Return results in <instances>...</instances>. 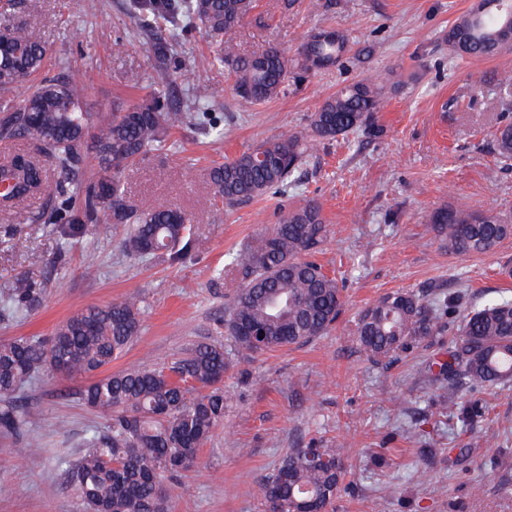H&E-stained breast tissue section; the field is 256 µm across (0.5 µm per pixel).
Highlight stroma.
<instances>
[{"label": "stroma", "mask_w": 512, "mask_h": 512, "mask_svg": "<svg viewBox=\"0 0 512 512\" xmlns=\"http://www.w3.org/2000/svg\"><path fill=\"white\" fill-rule=\"evenodd\" d=\"M135 3L0 0V15L28 26L45 45L44 74H82L84 111H118L155 89L168 90L176 103L200 98L207 120L172 128L164 150L121 173L138 209L177 207L195 217L193 249L174 264L135 259L123 248L122 228L104 221L66 243L53 225L34 219L47 196L27 201L11 220H0V291L28 279L44 285V302L24 315L0 309V341L50 335L78 309L136 292L141 331L112 371L163 365L202 341L228 345L222 321L244 279L232 258L256 245L289 206L316 200L330 229L316 259L336 277L342 311L329 333L254 356L248 376L226 374L224 423L197 465L167 481L170 512H264L259 483L290 449L316 438L346 444L331 512H512V382L453 393L433 383L430 365L453 340L452 323L379 364L360 352L355 334L360 313L395 291L432 301L454 296L465 309L512 298V277L503 273L512 268V238L492 252L458 256L441 248L429 222L445 205L512 212V160L501 159L495 143L498 127L512 122V86L499 83L512 73V50L488 59L450 57L444 34L474 0H295L288 9L282 0H258L259 19H246L231 36L238 53L270 46L291 52L307 34L331 28L373 52L244 107L210 58L209 34L156 18L154 32L192 72L187 84L161 81ZM374 70L391 75L378 136L351 133L318 145L287 193L235 207L214 201L213 162L303 130L325 98ZM474 73L485 77L483 92L471 87ZM80 387L39 376L20 393L28 411L23 434L0 433V512H82L61 461L75 458L104 418L82 405ZM475 398L489 402L488 415L465 424L448 408ZM29 439L35 451H23ZM452 448L466 449V458L449 463Z\"/></svg>", "instance_id": "stroma-1"}]
</instances>
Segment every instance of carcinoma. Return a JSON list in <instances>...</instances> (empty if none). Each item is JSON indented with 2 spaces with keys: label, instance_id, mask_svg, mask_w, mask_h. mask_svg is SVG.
Here are the masks:
<instances>
[{
  "label": "carcinoma",
  "instance_id": "1",
  "mask_svg": "<svg viewBox=\"0 0 512 512\" xmlns=\"http://www.w3.org/2000/svg\"><path fill=\"white\" fill-rule=\"evenodd\" d=\"M187 8L215 40L213 58L227 68L244 105L266 102L287 92L289 82L328 69L353 51L351 34L330 30L309 35L294 56L272 46L257 55H240L224 40L257 8L256 0H144L140 9L157 16ZM483 12L471 8L448 26L444 40L455 58H490L512 50V3L483 0ZM0 141L35 142L40 157L15 155L0 161V211L14 208L48 190L52 203L45 223L70 239L84 224L105 216L127 227L123 247L138 259L166 256L180 260L191 250L193 220L177 208L140 211L127 200L121 169L159 150L167 130L197 119V105L174 112L160 95L112 114L81 110L85 84L74 71L44 78L20 102L8 95L21 81L39 74L46 50L23 26L0 24ZM156 67L166 78L187 81L191 74L171 67L167 43L149 41ZM385 78L366 76L327 97L297 132L262 141L256 148L209 169L214 196L233 207L276 193L295 182L308 152L321 141L350 132H380L377 114L386 102ZM498 154L512 159V125L495 134ZM93 173L78 178L88 155ZM57 175L49 185L48 171ZM430 223L448 252L487 253L512 237V214L473 212L455 206L431 213ZM329 234L322 209L313 199L289 209L258 242L235 257L245 282L235 290L224 316V332L236 349L252 355L301 345L325 334L336 321L342 301L336 279L308 256ZM44 289L19 280L7 294L18 312L37 307ZM142 300L137 294L81 309L58 324L51 336H18L0 342V430L18 434L26 410L12 403L34 376L85 381L79 400L106 416V423L86 437L85 450L66 462V474L82 500L84 512H170L166 479L194 467L199 451L224 423V375L231 361L224 346L201 343L168 366L132 365L103 377L98 373L123 355L139 335ZM453 301L429 303L413 292L383 295L359 315L356 342L371 361L380 363L439 332L441 313ZM263 336L256 341L252 332ZM434 380L454 390L491 387L512 381V299L486 302L467 311L448 352L435 362ZM480 400L458 407L462 422L482 413ZM327 459L312 465L302 449H291L259 487L265 512H327L343 467L337 448L320 445Z\"/></svg>",
  "mask_w": 512,
  "mask_h": 512
}]
</instances>
